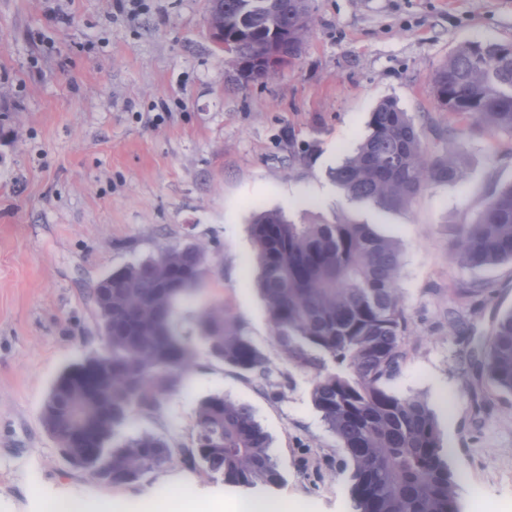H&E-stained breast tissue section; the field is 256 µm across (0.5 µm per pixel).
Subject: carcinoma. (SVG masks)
I'll return each instance as SVG.
<instances>
[{
    "label": "carcinoma",
    "mask_w": 512,
    "mask_h": 512,
    "mask_svg": "<svg viewBox=\"0 0 512 512\" xmlns=\"http://www.w3.org/2000/svg\"><path fill=\"white\" fill-rule=\"evenodd\" d=\"M212 23L224 28L234 65L264 53L283 62L298 54L309 31V0H221ZM431 84L449 113L512 136V51L464 46ZM369 128L333 173L350 200L404 210L430 184L459 177L450 157L428 155L413 116L395 102L380 103ZM251 232L272 333L288 360L312 374L313 406L351 463L355 512H461L456 474L427 400L383 386L406 355L398 243L359 221L295 224L278 210L259 213ZM449 252L463 268L512 261V183L460 226ZM209 274L218 270L202 248L171 246L90 288L98 336L108 344L56 377L41 420L57 439L69 419L83 418L84 431L68 436L60 452L96 482L136 485L177 459L202 478L232 486L284 481L253 412L220 394L198 404L190 448L150 433L125 434L133 414L161 412L196 365V347L177 330L188 302L199 303L195 328L210 358L269 382L267 362L232 308L204 298ZM477 367L497 391L512 395V311L498 322ZM98 370L107 374L101 392L93 386Z\"/></svg>",
    "instance_id": "cac0c4a2"
}]
</instances>
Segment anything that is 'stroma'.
Returning a JSON list of instances; mask_svg holds the SVG:
<instances>
[{"instance_id": "stroma-1", "label": "stroma", "mask_w": 512, "mask_h": 512, "mask_svg": "<svg viewBox=\"0 0 512 512\" xmlns=\"http://www.w3.org/2000/svg\"><path fill=\"white\" fill-rule=\"evenodd\" d=\"M206 0H0V512L106 497L133 512L186 494L172 512H222L230 485L179 463L132 487L71 469L40 420L51 383L99 347L88 296L100 277L163 248L193 243L218 263L214 291L243 320L271 384L209 358L162 415H133L126 434L191 446L198 403L248 405L271 438L285 480L251 496L302 512H354L340 440L314 408L311 375L289 363L257 290L253 216L294 223L344 218L376 225L401 250L407 355L387 389L420 394L457 471L462 512H512V396L470 363L477 340L512 310V262L459 267L448 247L486 198L512 182V137L455 120L431 77L470 44L512 45V0H312L299 54L269 79L236 84L206 23ZM395 101L430 154L461 171L408 208L351 201L335 169ZM480 295L457 300L459 282ZM460 306L468 325L449 329Z\"/></svg>"}]
</instances>
